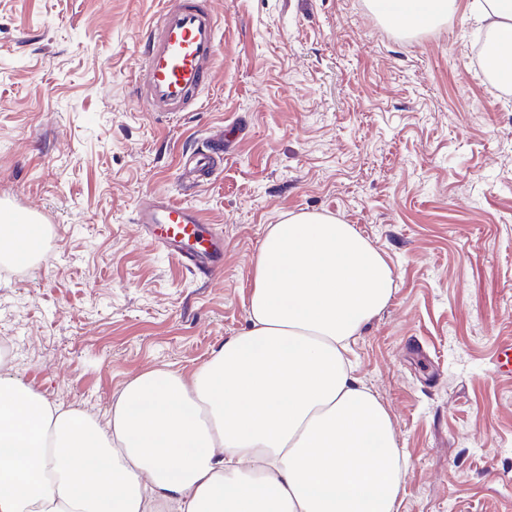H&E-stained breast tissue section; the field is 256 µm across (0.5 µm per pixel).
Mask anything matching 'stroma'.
<instances>
[{
  "label": "stroma",
  "instance_id": "stroma-1",
  "mask_svg": "<svg viewBox=\"0 0 512 512\" xmlns=\"http://www.w3.org/2000/svg\"><path fill=\"white\" fill-rule=\"evenodd\" d=\"M163 2L0 0V196L51 219L48 249L0 273L15 377L105 419L138 374L247 330L270 225L329 214L395 279L347 357L405 459L397 512H512V90L472 66L471 0L409 35L369 0H214V81L174 114L139 111L131 81ZM221 128L223 163L182 183ZM148 193L201 212L220 273L151 243Z\"/></svg>",
  "mask_w": 512,
  "mask_h": 512
}]
</instances>
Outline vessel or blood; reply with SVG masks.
<instances>
[{
	"mask_svg": "<svg viewBox=\"0 0 512 512\" xmlns=\"http://www.w3.org/2000/svg\"><path fill=\"white\" fill-rule=\"evenodd\" d=\"M212 0H165L149 23L142 63L134 74L138 104L145 112H189L210 86L220 54L219 22ZM224 154L223 138L212 140L206 152L189 157L182 166L186 181H197L213 170ZM151 240L187 268L213 275L222 267L220 236L206 233L199 213L169 195L145 198L136 212ZM48 218L24 206L12 210L11 229L26 236Z\"/></svg>",
	"mask_w": 512,
	"mask_h": 512,
	"instance_id": "b4317fda",
	"label": "vessel or blood"
}]
</instances>
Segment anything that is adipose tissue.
<instances>
[{
	"label": "adipose tissue",
	"mask_w": 512,
	"mask_h": 512,
	"mask_svg": "<svg viewBox=\"0 0 512 512\" xmlns=\"http://www.w3.org/2000/svg\"><path fill=\"white\" fill-rule=\"evenodd\" d=\"M452 0H390L413 30ZM487 69L512 61V0H475ZM392 271L352 225L298 213L259 248L249 328L189 374L156 368L106 420L0 372V512H396L388 412L345 354L389 302Z\"/></svg>",
	"instance_id": "1"
}]
</instances>
